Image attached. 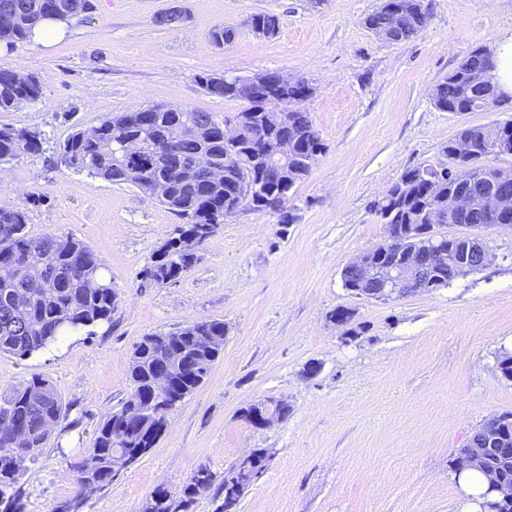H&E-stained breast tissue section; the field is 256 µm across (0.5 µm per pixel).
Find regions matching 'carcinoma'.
I'll list each match as a JSON object with an SVG mask.
<instances>
[{
    "mask_svg": "<svg viewBox=\"0 0 512 512\" xmlns=\"http://www.w3.org/2000/svg\"><path fill=\"white\" fill-rule=\"evenodd\" d=\"M90 10V0H0V45L23 42L49 23L70 24ZM379 38L402 42L417 36L427 24L423 0H380L365 19ZM249 26L273 37L279 18L269 12L251 16ZM267 93L254 91L250 79L216 74L197 76L210 96L237 99L254 110L253 124L240 129L237 142L224 143V122L209 112L180 107H145L109 114L86 132L72 131L59 143L52 162L59 168L138 189L164 206L183 224L167 239L144 270L146 282L166 286L179 281L198 262L196 251L218 230L224 219L244 203L247 187L254 189L251 208L280 212L281 200L306 177L324 143L309 112L300 107L307 100L304 84L276 83ZM497 82L492 55L478 49L432 89L431 100L443 112L464 114L481 111V103L495 97ZM38 78L23 77L0 68V112L41 101ZM512 120L484 125H465L442 147L446 168L438 171L420 164L406 169L393 189L372 204L381 224L400 241V249L382 251L378 245L367 252L378 265L401 264L405 255L419 247L424 224L440 223L448 215V199L464 198L466 210L455 224H484L494 199L512 197V178L492 162V148ZM281 138L293 143L288 185L266 179L267 158L255 152L256 136ZM137 144L139 158L123 152L121 141ZM465 143L469 155L453 156L456 144ZM43 150L41 132L29 128L0 127V166L23 154ZM28 211L0 204V354L20 360L58 346L66 337L88 338L112 321L118 294L106 282L103 263L81 239L72 234L49 232L38 237L27 231ZM468 236H448L447 265L413 271L410 295L428 288H445L462 276L460 267H477L467 261ZM345 287L370 296L378 284L362 270L348 266ZM224 354V322H187L167 332L151 333L132 352L128 377L130 391L116 407L105 412L95 430L93 448L77 463L81 496L112 483L116 473L144 458L170 424L172 413L210 376ZM168 382V396L157 399L158 378ZM72 406L58 394L49 379L34 374L0 391V512H23L21 479L27 464L35 461ZM499 441L483 462L500 479L512 483V413L499 415ZM237 466L224 472L219 489L224 491V512H236L247 482L235 480ZM214 475L199 468L183 490L182 503L189 506L195 495L209 488ZM148 512H177L170 494L155 491Z\"/></svg>",
    "mask_w": 512,
    "mask_h": 512,
    "instance_id": "cac0c4a2",
    "label": "carcinoma"
}]
</instances>
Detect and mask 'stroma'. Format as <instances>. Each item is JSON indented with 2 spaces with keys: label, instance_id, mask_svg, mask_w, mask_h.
<instances>
[{
  "label": "stroma",
  "instance_id": "stroma-1",
  "mask_svg": "<svg viewBox=\"0 0 512 512\" xmlns=\"http://www.w3.org/2000/svg\"><path fill=\"white\" fill-rule=\"evenodd\" d=\"M91 3L71 26L0 50V68L35 74L43 89L41 103L0 112V126L43 138L41 153L0 169V203L28 208L30 235L85 241L122 299L93 338L26 360L0 355V389L41 374L74 405L24 478L26 512L76 493L73 467L103 413L126 397L143 336L202 319L223 321V357L155 447L87 493L83 512H145L158 488L180 498L200 466L220 477L258 449L267 470L237 512H463L468 497L451 462L487 419L512 412V380L497 368L499 354L512 352V230L480 228L491 262L437 291L364 300L341 274L384 241L370 205L404 170L442 162L461 125L512 119L511 110L442 112L430 100L463 58L512 34V0H424L426 27L400 43L364 24L379 0ZM175 5L186 21L158 25ZM258 12L278 16L276 36L251 31ZM218 25L235 31L221 48L210 39ZM267 71L313 83L304 108L325 143L285 205L292 223L243 207L177 283H144L177 219L135 188L54 168L53 149L72 127L152 104L233 118L243 101L210 97L197 76ZM339 307L353 310L362 336L341 338L330 318ZM280 401L287 418L267 426L243 415Z\"/></svg>",
  "mask_w": 512,
  "mask_h": 512
}]
</instances>
